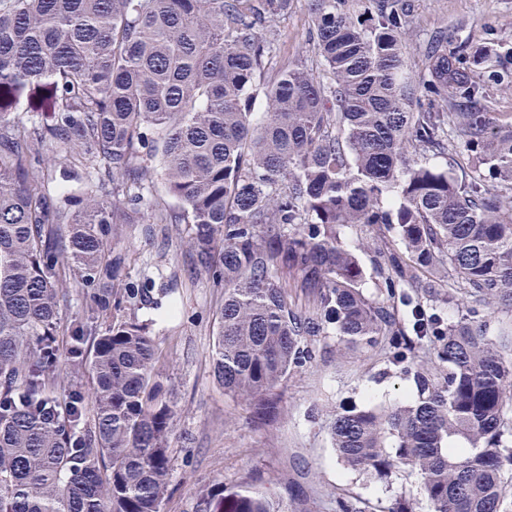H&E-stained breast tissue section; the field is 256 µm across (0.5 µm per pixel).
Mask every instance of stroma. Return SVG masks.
Returning a JSON list of instances; mask_svg holds the SVG:
<instances>
[{
	"instance_id": "1",
	"label": "stroma",
	"mask_w": 512,
	"mask_h": 512,
	"mask_svg": "<svg viewBox=\"0 0 512 512\" xmlns=\"http://www.w3.org/2000/svg\"><path fill=\"white\" fill-rule=\"evenodd\" d=\"M417 28L408 49L418 59L430 32L461 25L480 38L496 26L512 41V0H414ZM311 0H294L278 25L272 63L263 80L276 77L281 58L309 59ZM186 224H124L112 239L125 259L128 282L145 288L98 327L137 318L146 323L157 359L155 370L175 416L168 435L170 496L162 512H197L207 487L249 492L267 499L273 512H336L337 498L358 500L363 512H387L398 496L413 512H429L419 474L408 467L377 479L338 458L330 427L348 406L389 409L416 394L412 378L388 362L387 339L344 352L335 331L313 337V359L290 373L278 390L275 421L255 423L250 405L225 394L213 373L217 312L224 291L199 270L185 245Z\"/></svg>"
}]
</instances>
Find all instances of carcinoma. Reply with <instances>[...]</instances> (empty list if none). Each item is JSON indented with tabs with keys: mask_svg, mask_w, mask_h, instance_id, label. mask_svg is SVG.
<instances>
[{
	"mask_svg": "<svg viewBox=\"0 0 512 512\" xmlns=\"http://www.w3.org/2000/svg\"><path fill=\"white\" fill-rule=\"evenodd\" d=\"M291 5L0 0V512H161L174 410L153 339L136 319L99 333L58 317L71 276L93 315L145 292L112 254L115 225L145 217L191 225L188 248L224 288L215 379L259 422L312 359L309 337L388 336L417 398L337 412L341 461L417 471L431 512H512V353L485 318L512 309V113L486 112L491 92L512 95V42L441 28L412 66V0H312L315 66L285 61L262 87ZM22 102L37 124L12 117ZM450 154L457 167L436 163ZM77 165L111 178L112 200L53 196L52 172ZM158 168L177 213L141 209ZM348 226L374 254L376 297ZM295 275L308 313L288 304ZM444 281L446 303L466 299L453 322L422 300ZM62 363L90 394L64 387ZM199 512L271 509L207 488Z\"/></svg>",
	"mask_w": 512,
	"mask_h": 512,
	"instance_id": "1",
	"label": "carcinoma"
}]
</instances>
